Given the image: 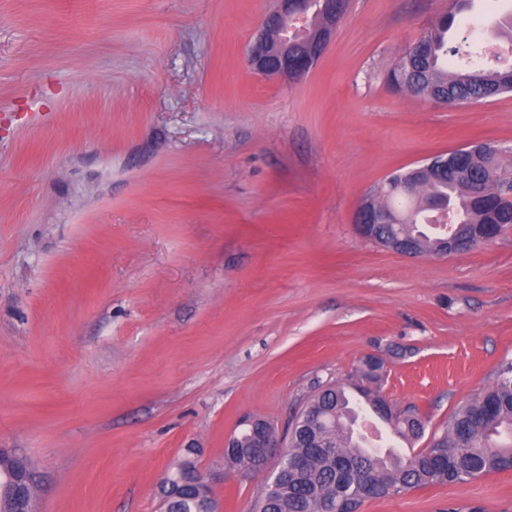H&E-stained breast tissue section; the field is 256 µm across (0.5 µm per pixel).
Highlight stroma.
Here are the masks:
<instances>
[{"mask_svg": "<svg viewBox=\"0 0 512 512\" xmlns=\"http://www.w3.org/2000/svg\"><path fill=\"white\" fill-rule=\"evenodd\" d=\"M273 0H0V448L37 512H161L188 446L222 512L245 418L278 432L318 384L376 388L427 431L512 360V227L406 256L363 239L389 174L472 142L512 170V94L465 106L387 72L448 0H352L306 75L247 51ZM512 0H474L512 53ZM359 512H512V471L370 499Z\"/></svg>", "mask_w": 512, "mask_h": 512, "instance_id": "1", "label": "stroma"}]
</instances>
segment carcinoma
I'll return each instance as SVG.
<instances>
[{
  "label": "carcinoma",
  "mask_w": 512,
  "mask_h": 512,
  "mask_svg": "<svg viewBox=\"0 0 512 512\" xmlns=\"http://www.w3.org/2000/svg\"><path fill=\"white\" fill-rule=\"evenodd\" d=\"M472 7V0H449L448 11L432 20L399 57L386 75L394 91L434 100L448 95L458 106L491 101L512 93V66L491 69L482 65L460 64L470 46L453 45L449 38L456 18ZM328 10L310 9L309 23L302 36H288V49L304 53L306 39L321 29ZM451 157L448 174L431 172L423 178L419 192L432 202L453 203L468 233L471 225L512 224V208L502 203L507 171L497 154L488 153L475 160L470 151L458 149ZM372 199L380 206L395 208L410 226L384 225L377 228L379 240L415 236L414 226L421 213L415 201L380 183ZM383 363L372 356L362 360L356 373L360 380L381 378ZM366 404L379 399L378 392L363 385L329 383L318 386L289 428L290 452L302 466L291 472L288 483L271 489L265 481L254 505V512H358L367 500L354 484L358 473L372 475L381 485L382 496L399 494L412 488L447 483H463L491 473L512 470V363L498 371L497 379L483 394L463 405L448 424L434 432L429 446L410 456L391 451L371 453L359 439L352 424L354 396ZM394 432L412 443L425 435L419 413L407 408ZM250 434H238L235 446L224 451V464L234 469L251 468L248 448Z\"/></svg>",
  "instance_id": "carcinoma-1"
}]
</instances>
